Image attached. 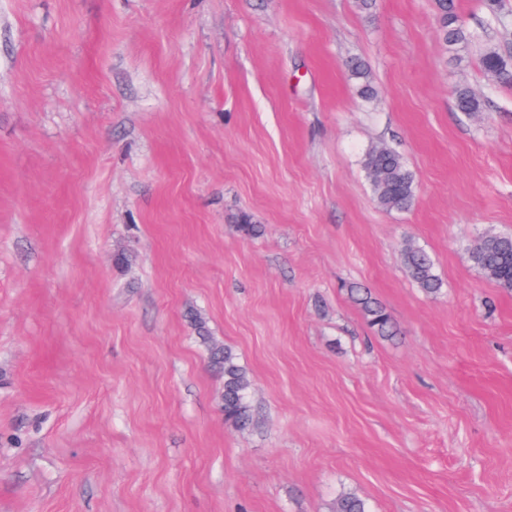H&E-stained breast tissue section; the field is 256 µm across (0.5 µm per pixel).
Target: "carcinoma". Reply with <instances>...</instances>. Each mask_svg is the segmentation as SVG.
I'll return each instance as SVG.
<instances>
[{"label": "carcinoma", "mask_w": 512, "mask_h": 512, "mask_svg": "<svg viewBox=\"0 0 512 512\" xmlns=\"http://www.w3.org/2000/svg\"><path fill=\"white\" fill-rule=\"evenodd\" d=\"M438 13L440 38L446 47L453 49L468 43L470 34L460 22L454 0H435ZM483 70L495 80L512 84V70L507 62L493 49L486 50L481 57ZM352 76L361 80L360 93L373 95L368 68L353 59L348 64ZM457 108L462 112L480 110L479 99L468 89L455 90ZM364 168L372 182L378 205L386 211H406L414 203V175L404 158L397 151L386 147L369 149L364 158ZM475 266L486 278L498 286L512 290V236L487 235L471 253ZM404 266L410 279L427 295H435L442 288V280L436 273L434 262L422 248L409 245L404 251ZM350 294L378 335L393 337L397 328L386 309L361 288L350 289ZM199 338L206 345L209 366L224 376L221 394V409L224 421L243 431L252 422L249 402L250 378L246 369L238 362L237 355L229 347L208 336L205 321L192 317ZM332 512H368L366 502L357 495L346 492L336 498Z\"/></svg>", "instance_id": "cac0c4a2"}]
</instances>
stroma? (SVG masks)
Returning <instances> with one entry per match:
<instances>
[{
    "mask_svg": "<svg viewBox=\"0 0 512 512\" xmlns=\"http://www.w3.org/2000/svg\"><path fill=\"white\" fill-rule=\"evenodd\" d=\"M502 3L455 0L453 51L434 0H0V512H512V291L471 260L512 235ZM194 314L249 374L246 430ZM439 31L442 42L449 49L468 43L470 34L460 22L453 0H436ZM483 70L495 80L512 84V71L507 62L493 49L486 50L481 57ZM364 168L382 209L406 211L412 207L414 175L400 153L386 146L373 147L365 154ZM404 266L410 279L427 295H435L442 288L434 262L422 248L408 245L404 251ZM350 294L361 308L368 324L375 329L379 336L393 337L397 335V328L393 324L390 315L371 294L361 288H351Z\"/></svg>",
    "mask_w": 512,
    "mask_h": 512,
    "instance_id": "stroma-1",
    "label": "stroma"
}]
</instances>
